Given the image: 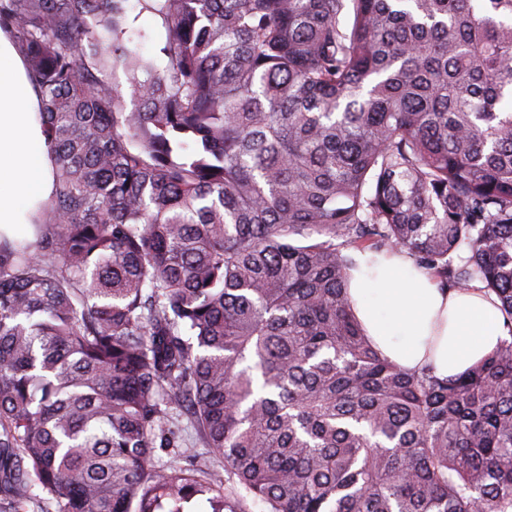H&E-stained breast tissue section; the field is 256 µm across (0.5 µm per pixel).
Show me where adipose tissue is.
Wrapping results in <instances>:
<instances>
[{
  "mask_svg": "<svg viewBox=\"0 0 512 512\" xmlns=\"http://www.w3.org/2000/svg\"><path fill=\"white\" fill-rule=\"evenodd\" d=\"M37 109L24 61L0 30V233L10 237L29 231L53 190V158ZM355 260L348 288L354 315L401 368L427 366L454 377L508 335L494 297L480 290L441 287L400 252Z\"/></svg>",
  "mask_w": 512,
  "mask_h": 512,
  "instance_id": "obj_1",
  "label": "adipose tissue"
}]
</instances>
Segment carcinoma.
I'll return each mask as SVG.
<instances>
[{
    "instance_id": "obj_1",
    "label": "carcinoma",
    "mask_w": 512,
    "mask_h": 512,
    "mask_svg": "<svg viewBox=\"0 0 512 512\" xmlns=\"http://www.w3.org/2000/svg\"><path fill=\"white\" fill-rule=\"evenodd\" d=\"M0 29L55 181L0 240L1 492L512 512V339L407 371L347 296L354 253L404 252L512 330V0H0ZM177 407L224 488L152 465ZM136 27L141 31L142 37L134 35V41L140 45L146 54H152L157 44L163 39L164 33L159 24L149 15L144 14L138 20Z\"/></svg>"
}]
</instances>
